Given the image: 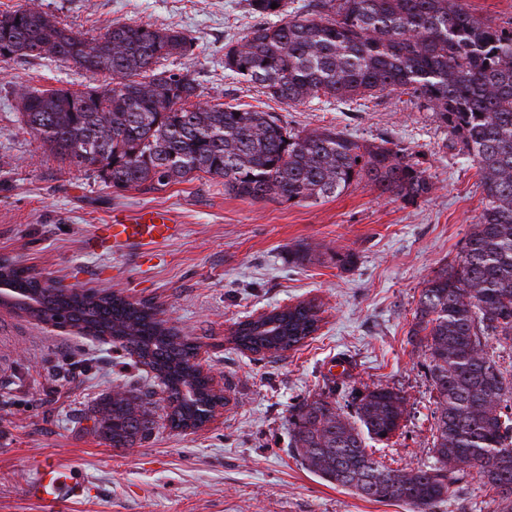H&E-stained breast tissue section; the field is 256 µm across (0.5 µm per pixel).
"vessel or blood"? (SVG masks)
Returning <instances> with one entry per match:
<instances>
[{"label": "vessel or blood", "mask_w": 512, "mask_h": 512, "mask_svg": "<svg viewBox=\"0 0 512 512\" xmlns=\"http://www.w3.org/2000/svg\"><path fill=\"white\" fill-rule=\"evenodd\" d=\"M104 232L113 244L156 245L173 240L179 228L170 212L159 207L144 208L135 217L113 216ZM26 493L49 505L75 502L89 495V482L74 469L41 462L25 485Z\"/></svg>", "instance_id": "b4317fda"}]
</instances>
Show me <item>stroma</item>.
<instances>
[{
	"mask_svg": "<svg viewBox=\"0 0 512 512\" xmlns=\"http://www.w3.org/2000/svg\"><path fill=\"white\" fill-rule=\"evenodd\" d=\"M85 36L113 23L177 26L195 43L174 68L195 72L201 99L272 112L296 130L333 128L363 145L390 138L418 154L434 189L407 204L366 183L317 203L252 201L224 181L191 175L163 190L115 188L89 168L62 163L31 135L22 90L101 85L105 74L48 58L0 62V256L63 287L116 292L153 306L198 346L197 361L223 403L204 427L166 422L162 392L150 399L158 422L132 447H109L92 428L101 400L154 379L119 344L37 322L0 306V512H50L23 486L33 461L82 471L87 499L61 512H406L336 487L294 456L289 412L303 400L377 385L400 392L406 414L377 460L415 471L432 463L435 409L427 362L409 330L422 288L451 264L483 208L481 176L460 141L410 94L353 101L280 103L224 69V45L260 25L247 0H38ZM143 207L172 211L178 238L145 247L93 248L97 225ZM306 251L298 263L294 255ZM356 253L353 267L339 255ZM310 302L312 339L280 356L238 350L233 329L261 312ZM438 512H498L472 478Z\"/></svg>",
	"mask_w": 512,
	"mask_h": 512,
	"instance_id": "1",
	"label": "stroma"
}]
</instances>
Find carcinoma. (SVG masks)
<instances>
[{"label":"carcinoma","mask_w":512,"mask_h":512,"mask_svg":"<svg viewBox=\"0 0 512 512\" xmlns=\"http://www.w3.org/2000/svg\"><path fill=\"white\" fill-rule=\"evenodd\" d=\"M277 8H271L272 3ZM276 18L224 46V70L288 105L407 91L434 112L478 165L484 207L453 264L421 289L410 330L428 361L435 391L433 464L404 472L382 464L367 441L401 428L404 397L367 388L353 413L334 400L291 410L293 450L326 482L408 512H437L475 473L499 512H512V379L488 354L512 340V26L493 27L462 0H248ZM176 26L114 23L86 38L32 0L0 12V62L53 57L112 81L83 90L27 89L23 122L64 163L92 168L116 188L158 191L193 174L224 179V192L254 201L317 202L364 182L414 204L433 183L413 154L391 139L363 146L334 129L294 130L246 104L198 101L186 69L165 65L193 54ZM12 289L4 306L30 318L109 336L164 380L178 403L171 423H204L221 400L196 362L198 347L153 308L112 293L74 291L0 262ZM300 303L239 323L232 341L254 353H282L319 329ZM94 431L114 448L146 438L155 420L132 391L110 396Z\"/></svg>","instance_id":"1"}]
</instances>
